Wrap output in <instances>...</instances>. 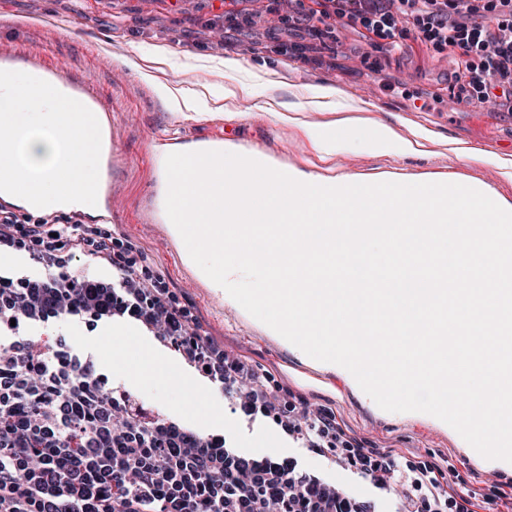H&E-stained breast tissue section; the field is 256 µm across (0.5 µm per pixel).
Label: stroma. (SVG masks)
<instances>
[{"instance_id":"1","label":"stroma","mask_w":512,"mask_h":512,"mask_svg":"<svg viewBox=\"0 0 512 512\" xmlns=\"http://www.w3.org/2000/svg\"><path fill=\"white\" fill-rule=\"evenodd\" d=\"M221 0H0V53L50 49L71 72L94 81L112 103V128L123 168L115 182V228L137 240L200 311L229 351L269 371L289 393L332 407L350 436L373 448L442 470L449 484L468 491L474 503L503 502L512 495V477L473 454L451 427L417 412L379 408L336 368L289 347L250 314L226 303L167 225L150 220V193L157 177L145 142L158 134L191 144L223 132L225 141L271 157L281 166L357 182L384 174L396 181L433 177L481 188L512 203V112L478 99L467 81L455 80L453 56L423 39L409 22H398L386 38L361 25L337 21L334 32L256 31L246 42L228 39L224 48L208 43L203 29L222 14ZM317 49L318 61H297L279 53L278 42ZM132 67L119 65V58ZM148 67L140 79L134 65ZM456 81L452 95L439 99L436 85ZM201 93L202 112L169 111L163 86ZM320 88L336 89L324 106L310 103ZM387 125L397 137L417 143L411 156L371 151L373 124ZM335 129L334 149L322 151L314 129ZM147 349L158 379L139 372L140 358L129 345ZM101 363L136 387L145 401L176 412L203 431L218 429L215 411L224 394L205 392L199 410L185 371L151 348L135 330L114 328L97 344Z\"/></svg>"}]
</instances>
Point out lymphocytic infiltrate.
I'll return each instance as SVG.
<instances>
[{
	"mask_svg": "<svg viewBox=\"0 0 512 512\" xmlns=\"http://www.w3.org/2000/svg\"><path fill=\"white\" fill-rule=\"evenodd\" d=\"M295 2L305 30L412 19L425 40L478 57L467 70L482 99L512 103V0ZM2 251L18 264L0 269V512H470L443 471L353 442L333 409L289 400L226 350L130 237L0 207ZM119 324L222 389L239 426L270 424L295 455L259 457L226 433L194 431L113 380L88 340Z\"/></svg>",
	"mask_w": 512,
	"mask_h": 512,
	"instance_id": "1",
	"label": "lymphocytic infiltrate"
}]
</instances>
